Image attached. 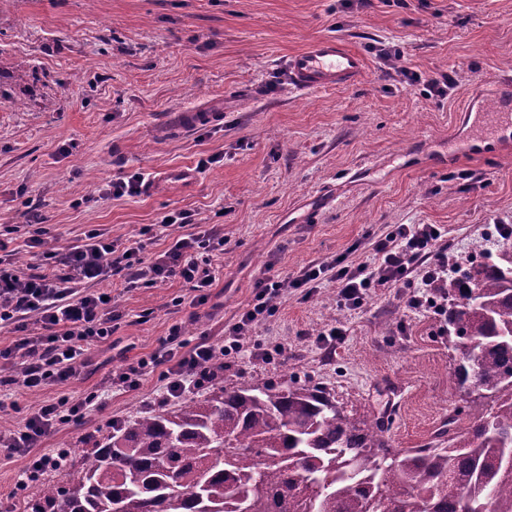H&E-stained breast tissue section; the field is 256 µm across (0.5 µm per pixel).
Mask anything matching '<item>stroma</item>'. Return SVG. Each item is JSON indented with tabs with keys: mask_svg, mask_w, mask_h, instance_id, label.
<instances>
[{
	"mask_svg": "<svg viewBox=\"0 0 512 512\" xmlns=\"http://www.w3.org/2000/svg\"><path fill=\"white\" fill-rule=\"evenodd\" d=\"M336 35L365 55L366 76L349 87L295 91L286 62L312 38ZM392 45L398 66L420 84L395 81L375 49ZM29 63L38 81L24 107L0 100V242L24 273L39 258L27 221L37 208L45 249L78 244L99 228L129 237L186 210L196 223L224 228L212 296L190 305L182 280L125 289L119 277L97 284L122 314L75 379L32 392L4 391L18 425L44 400L80 399L104 389L125 364L149 357L174 324L196 342L218 343L224 326L253 299L256 284L333 258L357 263L373 237L394 224L448 228L461 268L486 253L512 250L495 230L512 223V153L488 149L484 162H452L448 143L493 120L459 124L472 94L512 78V0H0V68ZM452 73L447 98L425 81ZM204 111L212 123L184 130L179 116ZM221 160L192 185L168 170ZM154 191L112 197L113 179L134 173ZM182 298L174 306V298ZM337 327L335 349L317 336ZM254 337L266 361L240 357L228 385L310 382L335 392L347 409L391 414L390 444L417 448L460 407L443 319L412 310L401 289L372 291L361 308L336 302L325 281L310 297L293 288ZM159 373L139 389L115 391L81 425L58 428L42 452L81 450L105 436L113 417L164 408Z\"/></svg>",
	"mask_w": 512,
	"mask_h": 512,
	"instance_id": "35a3bbf8",
	"label": "stroma"
}]
</instances>
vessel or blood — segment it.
I'll list each match as a JSON object with an SVG mask.
<instances>
[{
    "mask_svg": "<svg viewBox=\"0 0 512 512\" xmlns=\"http://www.w3.org/2000/svg\"><path fill=\"white\" fill-rule=\"evenodd\" d=\"M367 62L347 40L325 35L310 41L288 58L293 85L302 91L348 87L363 78ZM470 106L496 116L493 134L503 150L512 149V82L502 81L492 92L471 98Z\"/></svg>",
    "mask_w": 512,
    "mask_h": 512,
    "instance_id": "vessel-or-blood-1",
    "label": "vessel or blood"
}]
</instances>
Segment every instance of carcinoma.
I'll return each instance as SVG.
<instances>
[{"label":"carcinoma","instance_id":"1","mask_svg":"<svg viewBox=\"0 0 512 512\" xmlns=\"http://www.w3.org/2000/svg\"><path fill=\"white\" fill-rule=\"evenodd\" d=\"M32 71L20 65L18 86ZM448 337L465 405L420 448L349 414L325 387L224 386L111 425L25 512H512V251L459 273Z\"/></svg>","mask_w":512,"mask_h":512}]
</instances>
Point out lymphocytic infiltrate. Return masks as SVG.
Returning a JSON list of instances; mask_svg holds the SVG:
<instances>
[{
    "label": "lymphocytic infiltrate",
    "mask_w": 512,
    "mask_h": 512,
    "mask_svg": "<svg viewBox=\"0 0 512 512\" xmlns=\"http://www.w3.org/2000/svg\"><path fill=\"white\" fill-rule=\"evenodd\" d=\"M161 226L178 227L179 233L166 250L154 254L147 251L152 235L148 227L140 236L125 239L93 229L82 243L61 255L43 250L47 230L37 228L30 245L42 248L44 270L34 276L24 275L11 254H1L0 331L18 332L21 339L15 345L0 347V367H21L22 384L31 391L79 377L90 364L95 343L110 337L122 318L114 302L104 299L95 288L112 275L120 276L130 288L177 277L188 285L192 304H206L216 282L213 258L224 251L223 230L195 223L185 210L167 213ZM330 279L337 285L338 304L348 309L363 305L371 289L399 288L409 308H428L437 316H447L445 232L436 224H397L375 237L368 261L342 267L332 262L315 263L290 277L265 278L258 283L247 309L225 325L222 344L204 340L188 343L181 325H173L157 351L113 373L110 386L134 389L144 376L158 370L166 383L167 399L176 400L210 383L217 360H235L244 354L256 360L268 359L269 350L253 338L256 326L276 314L288 289L300 288L311 295ZM32 316L40 324L39 332L27 330ZM101 400L95 392L81 400H46L11 432H0V447L27 461L16 483L17 491L65 465L64 452L40 453L42 441L60 426L81 424L87 411Z\"/></svg>",
    "instance_id": "1"
}]
</instances>
